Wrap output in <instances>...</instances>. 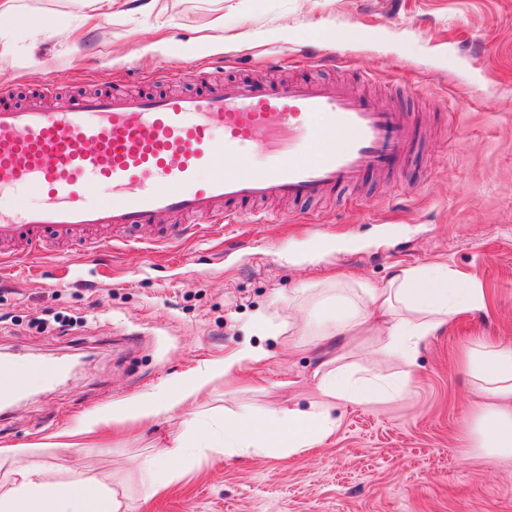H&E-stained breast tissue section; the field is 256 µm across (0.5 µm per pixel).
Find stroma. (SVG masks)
I'll list each match as a JSON object with an SVG mask.
<instances>
[{
  "instance_id": "1",
  "label": "stroma",
  "mask_w": 512,
  "mask_h": 512,
  "mask_svg": "<svg viewBox=\"0 0 512 512\" xmlns=\"http://www.w3.org/2000/svg\"><path fill=\"white\" fill-rule=\"evenodd\" d=\"M218 18L223 43L196 47ZM11 38L0 86L18 101L54 77L67 94L86 77L100 89L161 92L157 74L189 65L190 92L268 78L274 62L299 79L311 58L350 92L369 74L378 102L396 99L425 134L396 172L367 178L361 201L342 193L297 206L288 222L235 224L167 252L88 257L60 243L18 263L0 278V356L78 370L51 387L21 386L0 414V448L40 444L29 462L48 482L105 481L129 512H512V456L474 448L471 418L484 400L463 367L476 338L512 343V0H150L75 47L62 35ZM436 264L483 288L487 304L423 341L413 369L384 353L375 330L335 346L338 365L356 376L410 372L399 397L337 402L333 435L299 455L163 457L185 420L221 425L243 405L260 412L317 399L321 341L290 303L302 288L336 278L380 284ZM270 310L286 326L275 338L255 321ZM58 313L70 317L68 332L55 328ZM246 343L269 358L215 379L174 416L55 447L56 433L83 417ZM150 456L169 479L154 495L140 480Z\"/></svg>"
}]
</instances>
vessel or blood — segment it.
<instances>
[{
    "label": "vessel or blood",
    "instance_id": "1",
    "mask_svg": "<svg viewBox=\"0 0 512 512\" xmlns=\"http://www.w3.org/2000/svg\"><path fill=\"white\" fill-rule=\"evenodd\" d=\"M341 133L347 141L319 149ZM421 136L406 113L314 75L197 94H82L57 108L16 105L1 88L0 246L34 259L50 239L96 253L93 232L107 227L120 249L203 228L220 235L261 222L265 202H316L390 173ZM256 151L266 157L258 172L249 166ZM161 213L171 223L155 224Z\"/></svg>",
    "mask_w": 512,
    "mask_h": 512
}]
</instances>
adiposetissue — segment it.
Here are the masks:
<instances>
[{
    "label": "adipose tissue",
    "mask_w": 512,
    "mask_h": 512,
    "mask_svg": "<svg viewBox=\"0 0 512 512\" xmlns=\"http://www.w3.org/2000/svg\"><path fill=\"white\" fill-rule=\"evenodd\" d=\"M89 2L90 10L66 15L26 12L18 0H0V24L5 22L33 35L50 31L77 34L99 20L125 14L130 0ZM315 289L307 306L314 315L312 329L322 340L365 332L375 322L387 338V353L409 366L423 339L458 314L485 307L482 288L444 265L405 269L378 285L339 280L316 284ZM267 357L262 348L242 346L188 380L88 415L77 432L91 434L114 425L173 415L186 398L202 392L215 379L232 376L243 365ZM464 367L486 399L471 423L475 446L494 458L512 456V344L474 341L465 352ZM314 376L320 402L305 409L268 408L259 415L244 406L229 428L186 421L184 431L167 450V457L180 460L201 449L229 457L294 456L318 447L333 434L336 419L332 405L336 401L388 402L406 386L402 380L357 378L348 370L323 364ZM6 454L14 459L15 468L9 488L0 491V512H123V503L105 484L87 480L50 483L41 469L26 463L28 449L10 448Z\"/></svg>",
    "instance_id": "adipose-tissue-1"
}]
</instances>
